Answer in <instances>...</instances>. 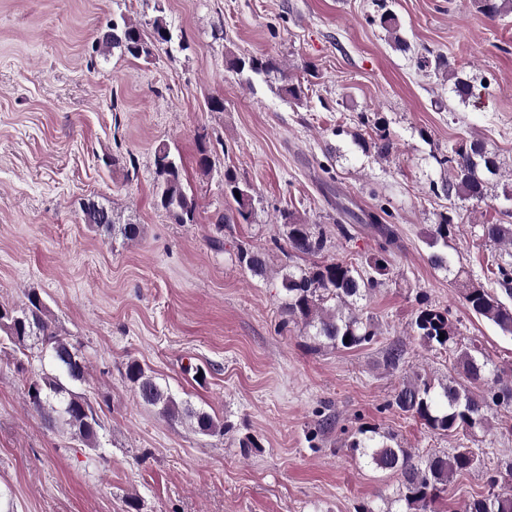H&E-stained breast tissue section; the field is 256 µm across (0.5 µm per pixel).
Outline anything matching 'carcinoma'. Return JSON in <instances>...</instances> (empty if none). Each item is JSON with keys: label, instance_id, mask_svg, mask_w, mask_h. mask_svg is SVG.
Listing matches in <instances>:
<instances>
[{"label": "carcinoma", "instance_id": "cac0c4a2", "mask_svg": "<svg viewBox=\"0 0 512 512\" xmlns=\"http://www.w3.org/2000/svg\"><path fill=\"white\" fill-rule=\"evenodd\" d=\"M474 2L480 12L491 18L512 13V0ZM171 41L172 34L166 22L158 17L153 20L149 33L132 22L121 25L114 22L101 34L97 44L104 55L116 49L134 58L147 59L156 45ZM434 62L435 69L448 73L458 103L469 104L474 97L472 80L459 75L442 55L435 56ZM229 64L238 71L248 68L257 74L278 70L276 62L269 57L246 60L234 56L229 59ZM444 162L448 164V177L441 181L440 189L448 198L476 205L488 200L500 165L482 141H463ZM153 164L157 175V205L179 224L192 222L196 205L183 182L181 158L162 143L154 150ZM224 186L236 204V219L249 221L252 189L241 184L230 170L224 172ZM383 212L385 209L381 207L365 214V222L382 238L379 251L365 259V266L331 259L283 275L288 316L306 328L315 329L308 335L314 347L353 349L372 342L377 336L371 319L359 315L343 317L327 310L325 302L333 300L335 305L350 309L374 290L379 284L378 277L388 274L386 254L395 243V234L383 223ZM83 214L85 223L107 235L119 234L127 243H135L141 237V225L117 224L112 211L93 202L84 204ZM282 217L287 226L288 256H315L325 251L327 234L320 225L303 224L287 212ZM456 227L451 212L439 214L428 238V245L433 248L430 263L434 268L448 272L453 282L459 284L469 312L512 335V307L501 299L503 295L512 298V264L507 261L497 264V290L485 287L463 269L455 268L448 247ZM482 233L488 242L512 245V224H484ZM237 260L256 275L266 272L265 257L247 247L238 248ZM0 331L15 345L24 347L29 341L42 344L50 350L56 364L58 373L46 374L28 383V406L40 414L48 427L61 422L86 446L98 447L100 419L86 398L72 390V385L86 378L85 360L71 342L60 337L48 318L40 294L34 290L28 292L27 301L18 309L1 306ZM413 331L430 348L448 350L455 344L448 310L433 306L423 298L419 299ZM441 332L445 334L442 340L439 339ZM453 368L456 377L437 386L419 376L404 382L392 394L389 406L418 419L432 431L466 436L486 431L490 411L512 408V376L505 379L498 369L489 367V359L481 355L478 348L458 350ZM125 378L145 404L158 408L167 419L187 421L195 433L204 436L215 435L223 429L211 414L177 402L139 362L127 364ZM349 448L366 465L398 479L397 502L404 507L403 512H434L433 504L448 490V482L454 476L483 464L480 453L468 446H460L451 453L417 456L394 434L370 426L358 428ZM506 478L512 481V462L502 469L490 470L487 494L465 501L462 512H512V490L498 491L500 481Z\"/></svg>", "mask_w": 512, "mask_h": 512}]
</instances>
